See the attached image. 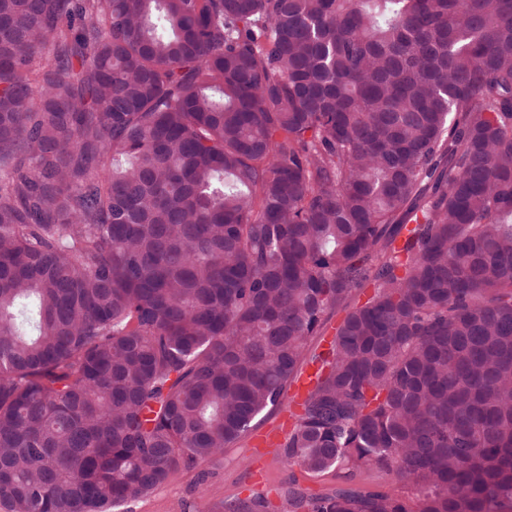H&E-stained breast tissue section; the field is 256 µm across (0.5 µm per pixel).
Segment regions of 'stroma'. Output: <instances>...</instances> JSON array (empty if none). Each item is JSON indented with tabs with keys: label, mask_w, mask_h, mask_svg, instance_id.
<instances>
[{
	"label": "stroma",
	"mask_w": 512,
	"mask_h": 512,
	"mask_svg": "<svg viewBox=\"0 0 512 512\" xmlns=\"http://www.w3.org/2000/svg\"><path fill=\"white\" fill-rule=\"evenodd\" d=\"M313 493H330L351 483L362 491L383 490L414 496L413 488L404 486L394 473L363 468L352 480H345L342 472L329 471L309 476L289 467L281 449L266 448L254 453L250 438H243L224 450L223 457L206 466L204 475L183 470L152 494L129 504V512H224L225 504L249 497L265 495L274 503L287 497L291 482Z\"/></svg>",
	"instance_id": "35a3bbf8"
}]
</instances>
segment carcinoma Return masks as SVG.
Returning a JSON list of instances; mask_svg holds the SVG:
<instances>
[{
  "label": "carcinoma",
  "instance_id": "obj_1",
  "mask_svg": "<svg viewBox=\"0 0 512 512\" xmlns=\"http://www.w3.org/2000/svg\"><path fill=\"white\" fill-rule=\"evenodd\" d=\"M337 310L276 445L417 507L286 512H512V0H0V512L217 461ZM344 312L333 313L326 324L325 331L322 336H315L309 342V356L322 354L329 348V342L332 340L336 326L344 317ZM349 484L362 491L383 490L401 493L414 500L416 497L414 488L404 486L393 472H382L372 468H362L355 472Z\"/></svg>",
  "mask_w": 512,
  "mask_h": 512
}]
</instances>
